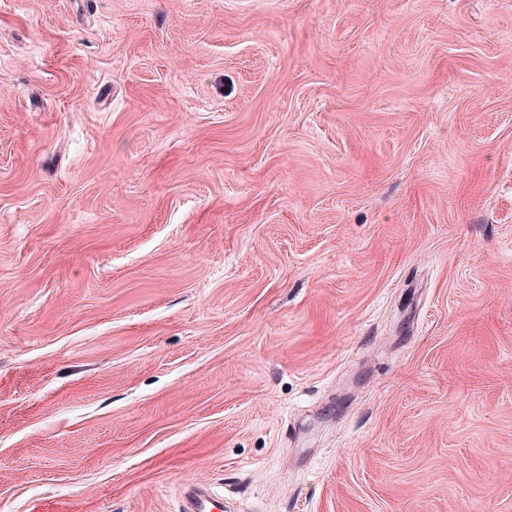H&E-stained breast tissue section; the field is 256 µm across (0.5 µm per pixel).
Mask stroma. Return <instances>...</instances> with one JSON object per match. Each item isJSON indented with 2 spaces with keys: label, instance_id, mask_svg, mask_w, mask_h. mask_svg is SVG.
Segmentation results:
<instances>
[{
  "label": "stroma",
  "instance_id": "stroma-1",
  "mask_svg": "<svg viewBox=\"0 0 512 512\" xmlns=\"http://www.w3.org/2000/svg\"><path fill=\"white\" fill-rule=\"evenodd\" d=\"M512 512V0H0V512Z\"/></svg>",
  "mask_w": 512,
  "mask_h": 512
}]
</instances>
